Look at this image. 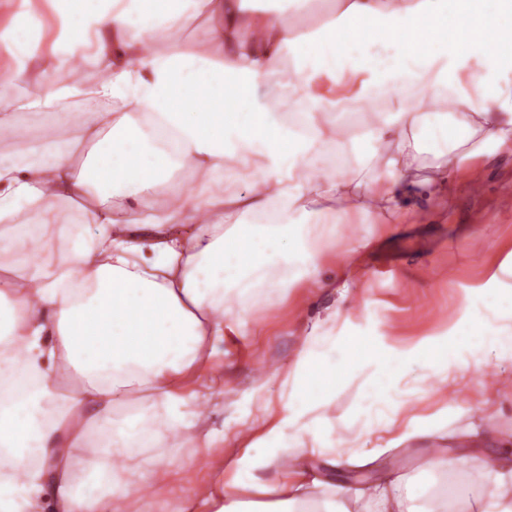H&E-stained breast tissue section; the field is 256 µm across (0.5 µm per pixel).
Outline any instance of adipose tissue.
Wrapping results in <instances>:
<instances>
[{"instance_id": "ef3b65f1", "label": "adipose tissue", "mask_w": 512, "mask_h": 512, "mask_svg": "<svg viewBox=\"0 0 512 512\" xmlns=\"http://www.w3.org/2000/svg\"><path fill=\"white\" fill-rule=\"evenodd\" d=\"M48 2L45 45L17 25L37 22L31 0L12 10L13 81L0 90V128L31 139L0 160V512H115L185 442L215 447L183 385L210 373L225 327L241 326L261 295L308 280L336 225L406 220V185L441 183L466 159L512 146V0H272L268 14L243 0ZM189 17L203 21L205 46L179 39ZM84 69L92 85L56 81ZM33 78L44 84L36 97L24 87ZM87 98L107 108L82 113L78 140L93 146L78 166L77 140L43 129L59 122L61 101ZM33 110L44 123L19 124ZM351 112L367 115L364 133L346 132ZM185 168L199 177L188 192L175 179ZM487 346L512 354V259L433 335L395 341L365 318L308 339L280 377L287 404L258 450L197 501L206 512H349L360 498L350 487L314 499L256 473L390 428L408 366L443 382ZM70 372L81 384L66 393L58 379ZM351 387L362 408L333 416ZM442 465L379 477L378 502L512 512L505 461L471 473L472 484H496L476 502L436 479ZM245 486L263 508L239 500Z\"/></svg>"}]
</instances>
